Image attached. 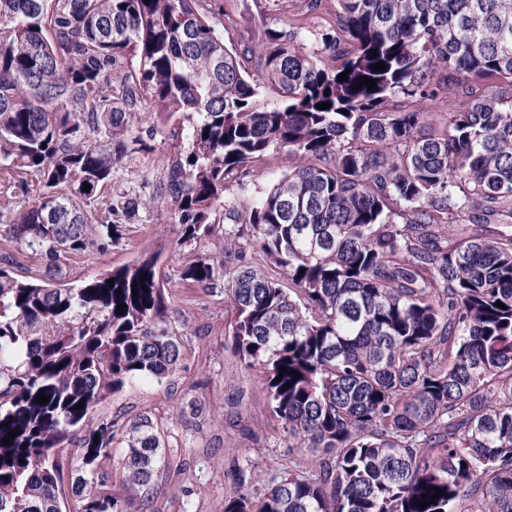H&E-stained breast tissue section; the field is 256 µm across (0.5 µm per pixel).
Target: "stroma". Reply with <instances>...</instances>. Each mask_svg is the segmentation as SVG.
Returning <instances> with one entry per match:
<instances>
[{
  "label": "stroma",
  "instance_id": "35a3bbf8",
  "mask_svg": "<svg viewBox=\"0 0 512 512\" xmlns=\"http://www.w3.org/2000/svg\"><path fill=\"white\" fill-rule=\"evenodd\" d=\"M219 7L224 12V42L241 53V63L247 67L251 64L247 50L261 41L266 28L300 11L301 0H221ZM131 132L142 137L147 150L122 160L111 185L101 193V203L88 208L87 215L103 219L104 200L117 203L122 196L136 194L145 201L137 220L126 226L119 246L65 256L61 268L68 281L78 285L143 254L159 252L166 322L182 334L184 356L166 382L126 386L101 404L95 415L122 424L146 411L168 426L170 463L152 483L148 512H224L233 473L243 461L251 462L253 487L261 494L273 478L310 467L313 456L289 447L266 409L261 373L245 368L233 352L228 336L230 293L210 291L182 275L189 259L211 256L220 243L205 239L181 247L183 226L170 202L154 198L169 161L183 150L172 124L163 123L144 102L132 118ZM41 191V183L30 172L0 170V216L12 221ZM190 399L200 411L185 420L180 410Z\"/></svg>",
  "mask_w": 512,
  "mask_h": 512
}]
</instances>
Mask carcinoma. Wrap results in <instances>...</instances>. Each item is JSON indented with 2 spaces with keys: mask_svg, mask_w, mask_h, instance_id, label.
Masks as SVG:
<instances>
[{
  "mask_svg": "<svg viewBox=\"0 0 512 512\" xmlns=\"http://www.w3.org/2000/svg\"><path fill=\"white\" fill-rule=\"evenodd\" d=\"M207 2L0 0V165L43 187L6 234L46 261L35 280L0 269V512H147L167 462L168 428L142 414L116 482L101 462L117 424L84 427L180 365L157 259L82 285L59 264L123 239L73 198L145 148L128 137L144 100L185 142L155 194L182 244L224 228V255L183 276L231 292L234 352L263 373L282 432L322 455L260 498L242 463L225 512H512V238L444 233L512 220V0H336L315 31L323 0H304L251 51L253 75ZM361 77L376 87L352 89ZM272 87L281 100L260 105ZM450 94L465 103L427 132ZM284 148L303 164L256 186V163ZM233 183L249 205L226 197ZM241 238L252 253L230 248Z\"/></svg>",
  "mask_w": 512,
  "mask_h": 512,
  "instance_id": "cac0c4a2",
  "label": "carcinoma"
}]
</instances>
